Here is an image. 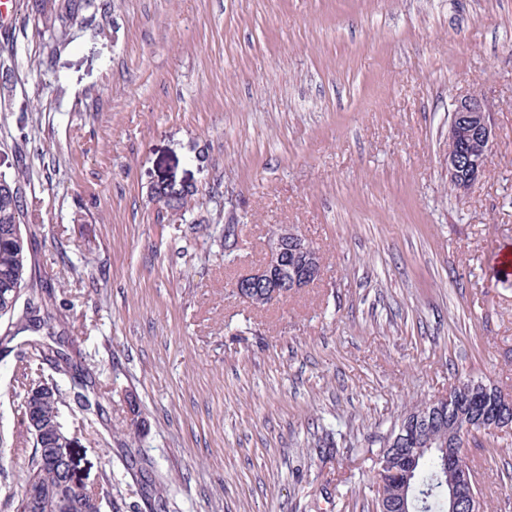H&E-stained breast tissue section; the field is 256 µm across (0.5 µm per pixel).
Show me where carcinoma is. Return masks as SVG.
<instances>
[{
  "label": "carcinoma",
  "mask_w": 512,
  "mask_h": 512,
  "mask_svg": "<svg viewBox=\"0 0 512 512\" xmlns=\"http://www.w3.org/2000/svg\"><path fill=\"white\" fill-rule=\"evenodd\" d=\"M80 9L78 0H35L32 18L35 32L40 34L56 27H65L77 16ZM194 195V188H178L167 185L158 191V202L166 209L177 213L188 204ZM25 209V196L20 175L0 171V308L19 295L13 307L0 313V319L15 320V331L3 334L0 344L11 343L18 334L31 332L36 338L26 341L21 356L40 364H48L74 382L75 395L81 410L86 416L101 417L104 409L99 402H91L90 396H98L100 382L85 372L82 364L74 361L67 351L66 337L58 330L59 318L50 311L52 298L37 281L35 262L29 249L28 236L21 229V218ZM60 404L42 407L35 402L25 401L24 412H42L46 424L61 420L56 415ZM122 457L127 468L144 472L150 461L137 456L132 449H122ZM28 480L38 484L44 493L42 505L36 512H56L60 496H70L71 512H101L100 494L66 485V477L60 475L53 466L36 458L35 466ZM443 461L435 450L425 454L420 460L409 482L405 483L398 475L377 472L374 475L376 486L372 499L373 512H397L394 503L386 497L395 488L405 494L412 512H448V487L444 483Z\"/></svg>",
  "instance_id": "carcinoma-1"
}]
</instances>
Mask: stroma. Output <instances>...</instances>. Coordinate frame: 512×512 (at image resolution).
Instances as JSON below:
<instances>
[{
	"label": "stroma",
	"mask_w": 512,
	"mask_h": 512,
	"mask_svg": "<svg viewBox=\"0 0 512 512\" xmlns=\"http://www.w3.org/2000/svg\"><path fill=\"white\" fill-rule=\"evenodd\" d=\"M0 20V169L20 171L37 274L102 383L0 349V512H18L33 377L57 383L103 512H373L375 459L457 379L512 391V0H112L66 30ZM496 135L448 183L455 102ZM196 187L184 215L155 184ZM238 227L224 251L217 226ZM295 225L320 281L263 308L232 284ZM139 408L135 447L118 450ZM512 501V434L469 447Z\"/></svg>",
	"instance_id": "1"
}]
</instances>
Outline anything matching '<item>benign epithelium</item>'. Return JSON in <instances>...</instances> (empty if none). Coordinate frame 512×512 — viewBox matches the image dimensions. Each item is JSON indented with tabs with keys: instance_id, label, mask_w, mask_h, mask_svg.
I'll list each match as a JSON object with an SVG mask.
<instances>
[{
	"instance_id": "1",
	"label": "benign epithelium",
	"mask_w": 512,
	"mask_h": 512,
	"mask_svg": "<svg viewBox=\"0 0 512 512\" xmlns=\"http://www.w3.org/2000/svg\"><path fill=\"white\" fill-rule=\"evenodd\" d=\"M492 138L493 124L487 105L476 98L456 101L448 125V181L457 185V192H467L485 173ZM323 269L322 255L293 226L283 224L268 242L264 262L239 275L234 292L251 305L259 300L272 304L318 280ZM460 406L461 401L455 398L451 389L448 394L431 400V407L448 410V430L456 435L463 429L473 428L471 423H460ZM41 419L42 416L36 413L27 419V425L37 435L42 458L72 476L71 448L76 436L72 434L67 439L59 429L53 435L45 434ZM485 425L488 433L512 428L511 397H501L500 411ZM444 462L447 463L448 512H477L474 478L458 450L448 449Z\"/></svg>"
}]
</instances>
